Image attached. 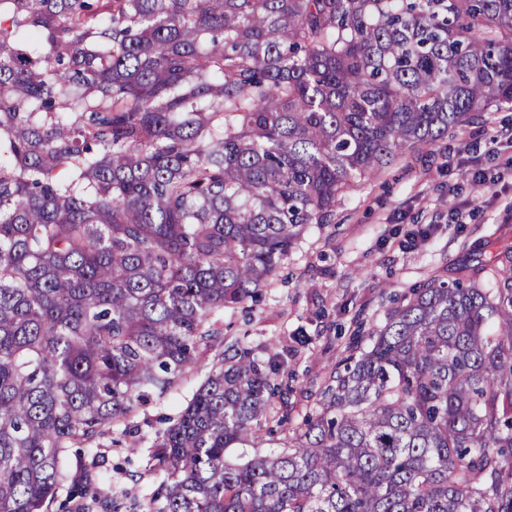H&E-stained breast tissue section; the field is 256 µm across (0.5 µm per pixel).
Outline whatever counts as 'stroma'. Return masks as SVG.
Here are the masks:
<instances>
[{"instance_id":"35a3bbf8","label":"stroma","mask_w":512,"mask_h":512,"mask_svg":"<svg viewBox=\"0 0 512 512\" xmlns=\"http://www.w3.org/2000/svg\"><path fill=\"white\" fill-rule=\"evenodd\" d=\"M506 242H512L510 108L481 113L344 194L332 223L304 230L256 305L219 314L221 340L213 352L239 341L282 365L293 377L289 425L299 427L330 369L349 346L367 344L395 296L444 274L448 262L471 260L473 246L487 259ZM203 379L194 373L135 411L129 423L146 437L138 448L108 440L99 448L103 485L118 512H138L156 486L148 437L162 418L178 415Z\"/></svg>"}]
</instances>
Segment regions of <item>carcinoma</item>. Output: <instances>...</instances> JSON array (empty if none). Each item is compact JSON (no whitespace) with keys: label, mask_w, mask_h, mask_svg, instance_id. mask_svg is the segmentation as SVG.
Segmentation results:
<instances>
[{"label":"carcinoma","mask_w":512,"mask_h":512,"mask_svg":"<svg viewBox=\"0 0 512 512\" xmlns=\"http://www.w3.org/2000/svg\"><path fill=\"white\" fill-rule=\"evenodd\" d=\"M509 105L512 0H0V512H108L73 449L199 371L344 192ZM232 351L143 512H512V244L404 296L301 431Z\"/></svg>","instance_id":"cac0c4a2"}]
</instances>
